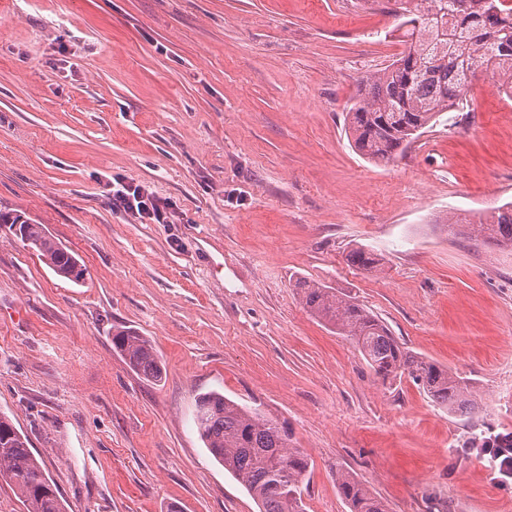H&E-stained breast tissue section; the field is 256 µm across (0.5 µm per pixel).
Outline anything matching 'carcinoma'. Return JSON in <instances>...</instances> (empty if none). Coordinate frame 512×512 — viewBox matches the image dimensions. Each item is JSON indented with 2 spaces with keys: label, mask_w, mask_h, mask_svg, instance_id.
<instances>
[{
  "label": "carcinoma",
  "mask_w": 512,
  "mask_h": 512,
  "mask_svg": "<svg viewBox=\"0 0 512 512\" xmlns=\"http://www.w3.org/2000/svg\"><path fill=\"white\" fill-rule=\"evenodd\" d=\"M394 0L389 13L406 48L385 68L369 73L345 107V130L365 159L389 162L444 112L467 96L472 78L487 74L512 99V4L509 0ZM448 226L462 227L469 239L512 249V203L489 222L474 223L450 214ZM0 224L37 251L57 275L78 283L86 268L43 225L19 214L0 212ZM347 261L365 271L381 270V259L362 247ZM304 307L340 336L354 340L367 365L384 383L407 378L437 405L469 415L477 407L473 386L446 367L410 352L389 328L353 298L305 277L292 284ZM113 349L135 372L158 378L161 364L150 341L131 328L112 333ZM195 422L215 461L237 479L259 512H305V452L292 445L288 428L219 392L201 394ZM0 479L16 490L26 512H64V501L29 448L27 436L0 413ZM336 488L349 512H389L386 502L353 474L336 470Z\"/></svg>",
  "instance_id": "carcinoma-1"
}]
</instances>
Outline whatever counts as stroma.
I'll return each mask as SVG.
<instances>
[{
  "label": "stroma",
  "instance_id": "35a3bbf8",
  "mask_svg": "<svg viewBox=\"0 0 512 512\" xmlns=\"http://www.w3.org/2000/svg\"><path fill=\"white\" fill-rule=\"evenodd\" d=\"M402 50L367 0H0V210L87 269L60 277L0 226V413L66 512H259L195 430L209 391L287 424L306 512H348L339 468L390 512H512L465 447L512 432V250L442 223L512 203V100L478 75L372 164L345 105ZM118 179L174 223L113 212ZM357 245L382 271L348 264ZM300 276L469 381L476 410L382 383L303 307ZM123 326L159 380L113 350ZM113 349L125 363L146 378H158L161 364L150 341L136 330L118 327L112 333Z\"/></svg>",
  "mask_w": 512,
  "mask_h": 512
}]
</instances>
